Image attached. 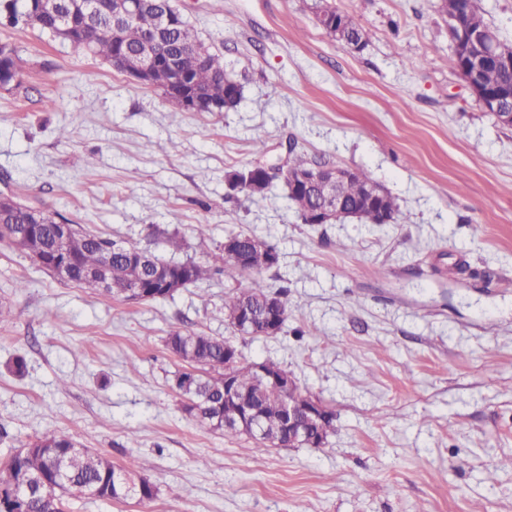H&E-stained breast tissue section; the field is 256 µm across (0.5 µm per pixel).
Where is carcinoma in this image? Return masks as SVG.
I'll return each mask as SVG.
<instances>
[{
	"mask_svg": "<svg viewBox=\"0 0 512 512\" xmlns=\"http://www.w3.org/2000/svg\"><path fill=\"white\" fill-rule=\"evenodd\" d=\"M172 10L171 0H155L148 9L137 17L122 24L119 30L112 28V16L101 10L94 17L85 20L79 34L82 47L91 55H99L113 61L120 49L134 53L155 34L158 14ZM439 10L446 22L453 25L458 35L469 38L473 35L493 39L497 52L506 63L490 67L482 74L485 87L490 90L507 89L512 91V43L503 41L485 21L476 2L457 12V0H444ZM332 15L342 22V30L336 39L347 44L366 45L367 31L356 24L349 16L336 10ZM0 16L8 24L20 23L38 26L42 31L56 36L52 19L37 14V0H0ZM202 46L186 21H175V25L162 38L160 53L176 59L180 74L161 65L153 69L149 86L162 92L176 108L186 110L184 101L177 91L180 81L203 93L209 99L222 103L225 96L224 60L221 56L205 50V54L195 51ZM0 68L7 76L8 84H22L20 58L15 49L0 58ZM288 164L295 169H310L327 166L329 162L309 160L303 154L291 149ZM372 182L366 174L358 171L341 183L339 191L347 205L362 208L366 204L368 184ZM289 200L299 214H304L318 203L314 193L297 194ZM0 221L7 224V231L0 230V240L11 238L33 221V217L20 206L8 210ZM80 239L76 243L81 267L87 271L71 283L99 294L122 297L129 286V276L133 269H139L143 277H149L157 269L177 273L187 266L192 282L208 277L211 268L204 263L187 260L183 263H170L154 257L152 266L141 265V249L133 245L104 236L101 233L77 229ZM56 246L54 225L42 224L37 233L23 242L21 251L26 254L40 252L49 254ZM270 269L259 252L250 253L249 265H244L238 251L226 250L221 257L218 270L226 275L255 273ZM112 272V287H101L106 271ZM275 295L283 311H288V289L272 291L263 279L255 277L250 285L224 299V314L234 313L243 303H248L256 312L262 311L263 301L268 295ZM230 346L227 339L203 333H189L175 330L169 336L168 349L183 361L182 369L174 373L172 389L181 398L183 409L199 424L212 430H220L226 435L236 431L224 428L233 423L240 414L238 406L224 402V362L225 349ZM233 380L254 400L263 422L271 431L281 428L285 395L283 390L260 376L255 363L241 357L233 368ZM310 430L323 440L336 431V415L328 410L320 421H314ZM138 462L133 460L123 465H115L106 455L88 448L78 449V443L64 430H47L26 443L22 448L9 454L7 461L0 464V512H43L50 506L54 512H67L66 497L71 487H85L94 497L112 501L126 498L129 484L141 482L145 500L157 497V486L148 478L137 474Z\"/></svg>",
	"mask_w": 512,
	"mask_h": 512,
	"instance_id": "carcinoma-1",
	"label": "carcinoma"
}]
</instances>
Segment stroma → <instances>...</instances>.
Listing matches in <instances>:
<instances>
[{
  "instance_id": "obj_1",
  "label": "stroma",
  "mask_w": 512,
  "mask_h": 512,
  "mask_svg": "<svg viewBox=\"0 0 512 512\" xmlns=\"http://www.w3.org/2000/svg\"><path fill=\"white\" fill-rule=\"evenodd\" d=\"M241 83L226 112L161 91L33 25H0L24 61L0 89V191L163 258L214 263L229 234L275 247L283 333L235 335L221 273L132 303L66 284L0 241V460L48 429L113 463L136 458L150 502L68 500L69 512H512V126L448 63L439 0H174ZM367 30L357 49L316 19ZM68 135L58 138V128ZM288 143L364 172L402 219L302 223L283 186L228 195L227 171ZM208 225L199 236L197 225ZM234 341L336 412L322 448H272L200 426L170 386V332ZM24 355L27 373L8 366Z\"/></svg>"
}]
</instances>
